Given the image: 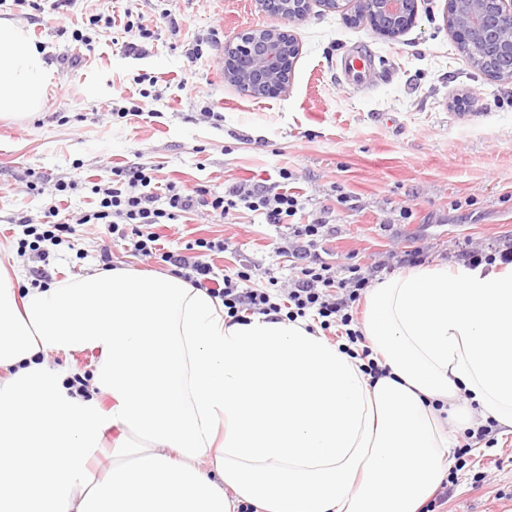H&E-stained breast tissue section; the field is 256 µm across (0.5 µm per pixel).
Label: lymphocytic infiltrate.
Returning <instances> with one entry per match:
<instances>
[{
  "mask_svg": "<svg viewBox=\"0 0 512 512\" xmlns=\"http://www.w3.org/2000/svg\"><path fill=\"white\" fill-rule=\"evenodd\" d=\"M67 189V183L55 182L54 198L48 203L42 227L32 229V239H20L19 249L35 251L40 243L55 245L63 236L75 234L74 225L60 220L55 201ZM301 207L297 196L261 185L233 184L220 195L204 187L188 192L172 183L161 189L147 168L130 167L112 169L98 210L86 215L84 221L107 225L110 233L128 242L133 253L168 263L174 274L193 287L221 299L224 312L232 321L243 322L251 315L283 316L293 321L312 313L319 319L321 329L340 325L349 343L360 342V331L351 327V309L368 288L370 279L355 263L347 266L346 276H337L335 267L318 251L320 242L331 232L327 216L314 217L305 224L294 223ZM241 208L262 214L265 222L273 226L289 224L287 239L276 249L277 254L293 260L294 274L288 282L272 276L265 286L253 287L252 273L246 266L232 274L217 275L209 258L229 247L219 238L195 240L196 251L191 255L162 249L156 225L201 209L225 219Z\"/></svg>",
  "mask_w": 512,
  "mask_h": 512,
  "instance_id": "f902f5d3",
  "label": "lymphocytic infiltrate"
}]
</instances>
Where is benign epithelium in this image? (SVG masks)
I'll return each instance as SVG.
<instances>
[{"instance_id": "benign-epithelium-1", "label": "benign epithelium", "mask_w": 512, "mask_h": 512, "mask_svg": "<svg viewBox=\"0 0 512 512\" xmlns=\"http://www.w3.org/2000/svg\"><path fill=\"white\" fill-rule=\"evenodd\" d=\"M262 11L290 23L317 4L343 15L351 25L368 23L377 33L396 37L413 26L418 0H255ZM447 24L459 50L476 54L484 74L512 81V0H448ZM298 41L286 28H252L224 43V78L246 95L276 96L289 82Z\"/></svg>"}]
</instances>
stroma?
Instances as JSON below:
<instances>
[{"label": "stroma", "mask_w": 512, "mask_h": 512, "mask_svg": "<svg viewBox=\"0 0 512 512\" xmlns=\"http://www.w3.org/2000/svg\"><path fill=\"white\" fill-rule=\"evenodd\" d=\"M39 9L0 6L42 49L54 74L41 112L0 119V265L32 282L40 269L64 283L101 267L166 273L155 258L133 254L101 224L79 226L48 258L19 253L28 217L41 222L46 196L28 188L31 175L74 188L58 203L70 219L94 211V183L111 168H151L159 184L223 193L241 182H279L305 202L294 221L328 211L334 233L325 259L368 270L373 281L403 271L396 257L414 249L424 265L457 263L469 244L512 247V81H492L461 53L444 19L445 0H419L415 25L395 39L340 14L314 7L295 25L300 54L279 97L254 99L224 80L226 41L248 27H280L282 18L255 10L253 0H38ZM155 27L141 51L126 52L122 26L100 27L91 43L72 33L93 14L122 18L124 9ZM365 50L361 80L345 74L347 54ZM143 106L142 116L116 109ZM220 112L221 120L204 114ZM167 247L197 238L227 240L212 255L216 270L273 269L291 264L275 247L287 227L245 209L222 220L191 213L160 228ZM497 446L476 445L448 501L436 512H512V432Z\"/></svg>", "instance_id": "35a3bbf8"}]
</instances>
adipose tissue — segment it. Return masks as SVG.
<instances>
[{
  "label": "adipose tissue",
  "instance_id": "obj_1",
  "mask_svg": "<svg viewBox=\"0 0 512 512\" xmlns=\"http://www.w3.org/2000/svg\"><path fill=\"white\" fill-rule=\"evenodd\" d=\"M43 56L0 18L1 119L42 109ZM362 334L375 383L306 321L229 322L177 275L1 274L0 512H419L452 468L447 421L512 429V266L406 269L370 289ZM51 351L97 354L87 396ZM109 428L124 448L81 481Z\"/></svg>",
  "mask_w": 512,
  "mask_h": 512
}]
</instances>
